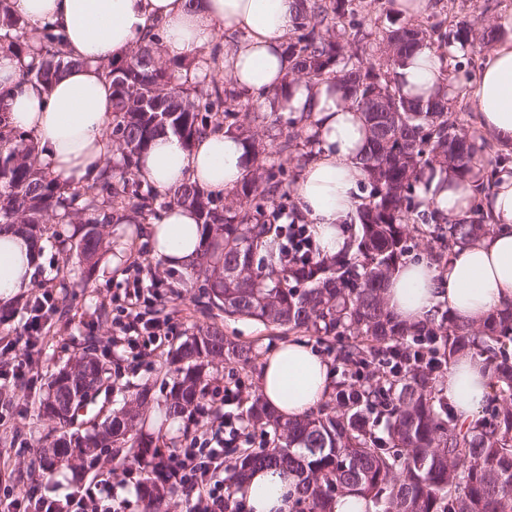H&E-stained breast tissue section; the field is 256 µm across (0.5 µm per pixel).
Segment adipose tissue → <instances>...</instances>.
Returning <instances> with one entry per match:
<instances>
[{"label":"adipose tissue","mask_w":512,"mask_h":512,"mask_svg":"<svg viewBox=\"0 0 512 512\" xmlns=\"http://www.w3.org/2000/svg\"><path fill=\"white\" fill-rule=\"evenodd\" d=\"M11 10L26 21L54 26L76 61L45 88L23 79L18 56L0 53V83L11 88L0 109L12 127L35 134L41 163L52 176L77 183L106 162L112 87L102 62L127 56L154 22L160 25L161 53L169 59L194 58L224 32L234 37L221 59L235 94L261 97L272 112L307 117L315 148L296 182L299 209L321 254L346 249L347 222L367 182L359 158L368 129L342 89L303 79L286 82L296 0H11ZM445 66L442 54L423 47L398 68V80L406 93L427 99L443 94ZM465 86L476 128L501 145L512 144V39L498 43ZM250 164L251 154L235 134L218 130L189 147L163 134L140 158L137 175L162 192L190 181L221 195L238 186ZM478 182V174L463 179L439 167L420 184L423 207L461 218L477 205L495 229L455 247L443 265L420 257L400 266L384 292L398 320L426 319L442 303L451 316L477 327L493 311L512 305V166L499 172L490 193L477 195ZM148 230L156 257L167 264L184 268L196 257L200 226L191 209L172 205ZM36 261L22 234H0V299L30 288ZM331 380L327 362L306 342L291 340L262 364L258 391L269 408L299 417L324 402ZM491 391L488 368L470 356L459 358L442 387L464 429ZM294 490L293 476L270 466L254 471L238 495L249 512H289Z\"/></svg>","instance_id":"obj_1"}]
</instances>
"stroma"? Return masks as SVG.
I'll return each mask as SVG.
<instances>
[{
	"label": "stroma",
	"instance_id": "1",
	"mask_svg": "<svg viewBox=\"0 0 512 512\" xmlns=\"http://www.w3.org/2000/svg\"><path fill=\"white\" fill-rule=\"evenodd\" d=\"M426 15L434 21L454 16L475 22L477 27L483 28L512 21V0H430ZM104 238L105 249L101 251L92 271L93 285L89 288L81 285L83 268L76 260L57 253L52 245H45L32 282L52 288L58 300L59 312L54 318L56 336L51 342L31 349L19 342L25 321L24 311H16L0 320V339L16 343L15 348L0 349V363L28 356L35 362L38 372L34 389L16 394V413L6 426H0V448L11 449L19 460L17 466L0 476V484L15 492L34 491L61 498L76 489L79 478L71 472H63L49 480L39 471L35 441L51 431L52 425L36 420L33 403L45 394L52 374L91 343L96 344L99 357L110 368L113 389L101 393L87 412L80 414V421L86 422L93 414L119 408L126 387L146 385L151 387L154 400L140 421L138 430L159 441L166 450L191 447L199 427L216 429L221 425L214 412L224 405L220 397L213 396L209 399L212 414L196 422L180 420L173 434L165 429L164 402L171 383L167 357L186 336L207 323L196 305L199 288L191 286L185 270L158 263L142 225L109 224L104 229ZM117 248L121 249L124 259L120 268L116 269L112 266V253ZM139 265L155 266L159 278L157 288L141 308L144 319H161L166 314H174L177 331L160 349L153 352L145 350L137 355L122 340L123 334L116 323L119 312L114 294L117 286L133 277L134 269ZM216 323L225 336L250 347L253 352L250 363L222 361L210 368L207 377L209 386L241 390V403L229 407L232 413L241 415L246 411L247 401L258 391L257 377L261 365L283 341L291 338L292 333L285 328H267L241 318L227 320L220 317Z\"/></svg>",
	"mask_w": 512,
	"mask_h": 512
}]
</instances>
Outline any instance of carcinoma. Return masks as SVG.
I'll use <instances>...</instances> for the list:
<instances>
[{"label": "carcinoma", "mask_w": 512, "mask_h": 512, "mask_svg": "<svg viewBox=\"0 0 512 512\" xmlns=\"http://www.w3.org/2000/svg\"><path fill=\"white\" fill-rule=\"evenodd\" d=\"M297 2L286 48L291 74L339 84L369 130L361 157L369 196L354 216L358 233L344 253L286 264L265 220L272 208L296 217L286 188L295 176L291 164L304 166L312 152L306 119L288 118L262 144L257 132L237 123L240 103L226 84L190 77L192 59L162 57L155 23L129 57L103 65L112 86L108 140L118 164L106 162L81 185L61 182L41 166L35 137L10 127L0 112V233L20 231L41 250L45 224H79V239L58 235L55 244L89 264L114 217L132 214L149 222L172 204L193 210L202 246L189 277L203 282L201 311L217 309L227 317L332 337L336 362L344 369L336 405L302 417L277 415L259 395L251 400L247 420L273 438L258 451L236 456V485L256 467L274 464L296 479L290 512H334L336 498L349 493L367 498L375 512H512V307L492 312L479 328L439 310L410 325L397 320L384 300L385 283L419 242L431 244L430 256L441 263L455 246L492 230L477 207L461 222L419 209L416 190L426 173L443 164L466 176L488 165L483 193L493 171L507 161L480 160L471 135L448 116L455 98L413 99L402 91L396 69L416 49L444 43L457 50L444 70V80L454 84L462 72L459 54L478 40L498 41L506 30L488 26L478 36L464 21L425 27L390 18L378 33L356 23L350 42L336 27L357 15L356 0ZM28 27L11 12L9 0H0V39L7 41L0 48L28 58L23 76L47 87L74 61L52 26L37 28L34 42L26 37ZM221 126L252 153L230 202L219 203L218 195L192 182L162 194L133 178L139 158L160 134L189 146ZM413 336L429 337L425 359L406 362L399 374L390 372L392 348ZM464 354L485 361L492 385L491 398L467 430L458 427L454 406L441 390L449 366ZM231 358L246 362L251 351L214 324L198 328L170 357L176 377L165 415L209 412V368ZM366 364L379 366L369 382L360 379ZM106 390L112 391L111 376L92 348L55 374L37 406V416L55 424L38 439L42 470L52 476L63 467L89 468L112 444L132 436L144 473V512H172L171 497L158 486L163 455L151 439L135 433L151 402L148 390L95 416L90 428L76 426L75 412Z\"/></svg>", "instance_id": "1"}]
</instances>
